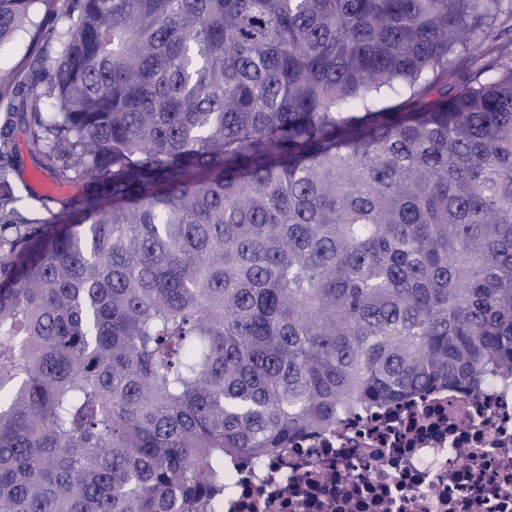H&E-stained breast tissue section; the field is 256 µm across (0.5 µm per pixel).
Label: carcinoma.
<instances>
[{
	"mask_svg": "<svg viewBox=\"0 0 512 512\" xmlns=\"http://www.w3.org/2000/svg\"><path fill=\"white\" fill-rule=\"evenodd\" d=\"M500 2L65 0L0 122V512H210L242 456L512 374ZM19 125L76 195L11 184Z\"/></svg>",
	"mask_w": 512,
	"mask_h": 512,
	"instance_id": "obj_1",
	"label": "carcinoma"
}]
</instances>
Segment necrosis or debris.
<instances>
[{
  "label": "necrosis or debris",
  "instance_id": "necrosis-or-debris-1",
  "mask_svg": "<svg viewBox=\"0 0 512 512\" xmlns=\"http://www.w3.org/2000/svg\"><path fill=\"white\" fill-rule=\"evenodd\" d=\"M224 483L215 512H512V378L341 418Z\"/></svg>",
  "mask_w": 512,
  "mask_h": 512
}]
</instances>
